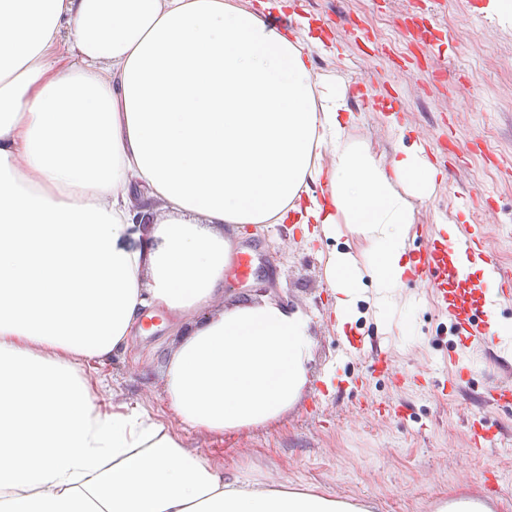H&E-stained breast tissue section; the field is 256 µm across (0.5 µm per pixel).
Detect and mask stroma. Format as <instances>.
<instances>
[{
    "label": "stroma",
    "mask_w": 512,
    "mask_h": 512,
    "mask_svg": "<svg viewBox=\"0 0 512 512\" xmlns=\"http://www.w3.org/2000/svg\"><path fill=\"white\" fill-rule=\"evenodd\" d=\"M487 0H293L274 22L310 23L307 48L316 75L360 85L346 98L347 142L382 165L399 150L423 146L444 178L412 198L408 261L442 223L480 224L494 260L512 269V22L489 15ZM469 30L468 39L457 36ZM248 271L225 277V302L272 299L308 320L310 383L278 421L224 440L189 435L226 472L270 481L288 478L337 497L371 499L378 512H436L462 481L512 512V359L498 344L460 339L434 287L409 277L386 313L362 288L356 315L338 325L326 277L330 251L358 266L370 245L348 227L309 240L297 225L241 228L233 240ZM165 315L135 335L106 365L113 390L164 411L163 373L176 344ZM483 419L489 442L468 449L470 424Z\"/></svg>",
    "instance_id": "obj_1"
}]
</instances>
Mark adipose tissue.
<instances>
[{"mask_svg": "<svg viewBox=\"0 0 512 512\" xmlns=\"http://www.w3.org/2000/svg\"><path fill=\"white\" fill-rule=\"evenodd\" d=\"M270 9L0 0V512H373L187 444L278 420L310 381L306 318L223 303L238 226L366 240L368 271L327 258L344 323L364 280L394 305L414 222L401 189L439 176L423 148L384 168L347 143L345 87L314 80ZM149 308L179 337L169 419L89 368Z\"/></svg>", "mask_w": 512, "mask_h": 512, "instance_id": "obj_1", "label": "adipose tissue"}]
</instances>
